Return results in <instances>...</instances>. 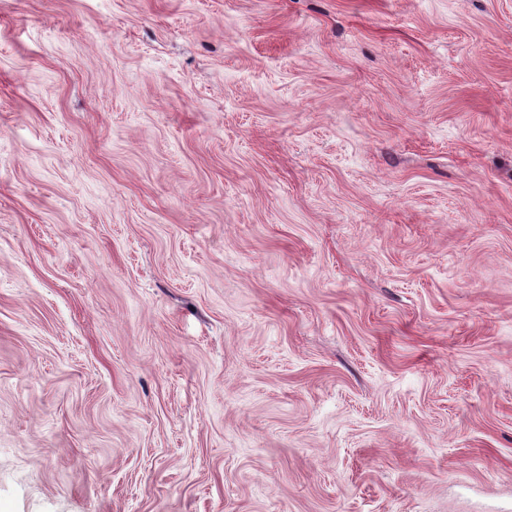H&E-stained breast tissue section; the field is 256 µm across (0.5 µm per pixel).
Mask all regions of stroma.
Returning <instances> with one entry per match:
<instances>
[{
  "mask_svg": "<svg viewBox=\"0 0 512 512\" xmlns=\"http://www.w3.org/2000/svg\"><path fill=\"white\" fill-rule=\"evenodd\" d=\"M0 512H512V0H0Z\"/></svg>",
  "mask_w": 512,
  "mask_h": 512,
  "instance_id": "stroma-1",
  "label": "stroma"
}]
</instances>
